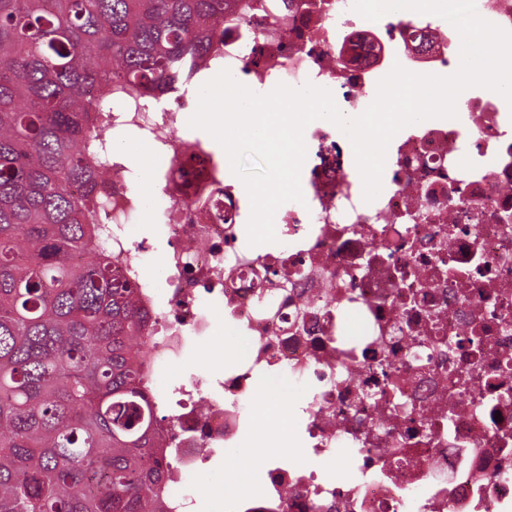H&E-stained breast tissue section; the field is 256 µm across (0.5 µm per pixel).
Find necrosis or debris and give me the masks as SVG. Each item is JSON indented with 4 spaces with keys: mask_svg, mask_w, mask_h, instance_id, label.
<instances>
[{
    "mask_svg": "<svg viewBox=\"0 0 512 512\" xmlns=\"http://www.w3.org/2000/svg\"><path fill=\"white\" fill-rule=\"evenodd\" d=\"M223 28L221 66L238 82L311 83L350 118L394 65L459 66L445 19L370 21L353 0H224ZM188 93L142 102L112 129L143 134L163 157L147 176L164 204L162 286L144 276L152 246L128 238L146 194L117 152L102 217L114 265L154 313L153 367L192 345L215 362L236 354L222 379L191 373L152 391L172 408L163 512H194L187 478L243 447L257 399L301 427L305 459L270 464L267 492L227 498L225 512H512V107L472 90L456 118L400 130L369 203L349 139L310 122L304 200L277 209L280 247L261 254L223 158L182 135Z\"/></svg>",
    "mask_w": 512,
    "mask_h": 512,
    "instance_id": "1",
    "label": "necrosis or debris"
}]
</instances>
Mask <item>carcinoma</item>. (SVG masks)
<instances>
[{
    "mask_svg": "<svg viewBox=\"0 0 512 512\" xmlns=\"http://www.w3.org/2000/svg\"><path fill=\"white\" fill-rule=\"evenodd\" d=\"M224 0H0V512H160L139 284L97 211L105 104L223 57Z\"/></svg>",
    "mask_w": 512,
    "mask_h": 512,
    "instance_id": "carcinoma-1",
    "label": "carcinoma"
}]
</instances>
